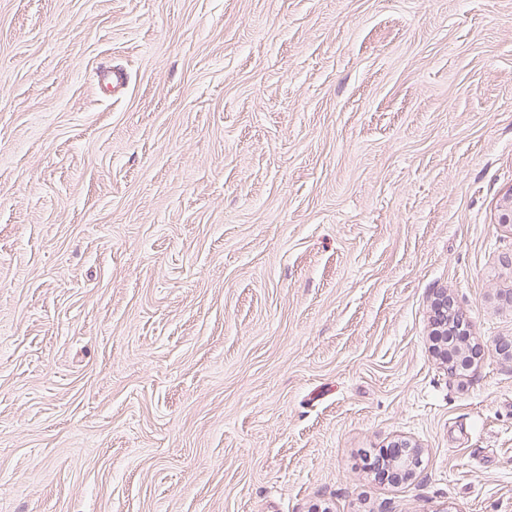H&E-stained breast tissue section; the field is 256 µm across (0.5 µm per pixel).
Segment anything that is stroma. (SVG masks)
Wrapping results in <instances>:
<instances>
[{
  "label": "stroma",
  "mask_w": 512,
  "mask_h": 512,
  "mask_svg": "<svg viewBox=\"0 0 512 512\" xmlns=\"http://www.w3.org/2000/svg\"><path fill=\"white\" fill-rule=\"evenodd\" d=\"M511 190L512 0H0V512H512ZM438 308L442 312L445 313L446 317L448 316V297L441 299ZM450 321L453 323V325H448V322H450ZM455 325H456V318L452 314H449L448 319H445V320H443V322L438 323L436 325L435 333H434L435 336H439V341L437 344H438L440 351H443L440 354L443 361H445L446 364L450 363L452 365H454L453 361L448 362L447 336H448L449 332H452L453 330L456 329ZM449 338H450V336H448V339ZM444 340H446V341H444Z\"/></svg>",
  "instance_id": "1"
}]
</instances>
